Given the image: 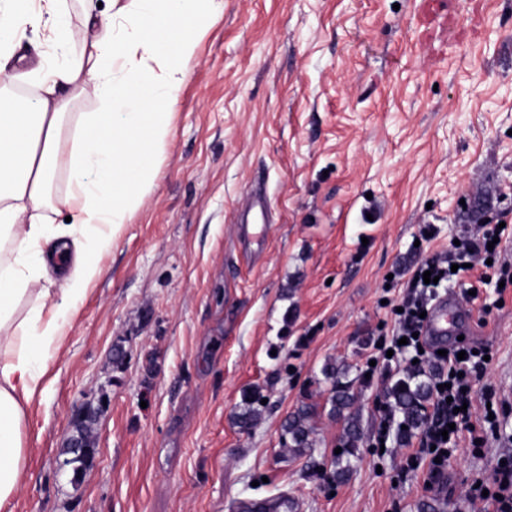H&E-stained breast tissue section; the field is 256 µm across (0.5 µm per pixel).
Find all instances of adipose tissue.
Wrapping results in <instances>:
<instances>
[{
    "label": "adipose tissue",
    "mask_w": 512,
    "mask_h": 512,
    "mask_svg": "<svg viewBox=\"0 0 512 512\" xmlns=\"http://www.w3.org/2000/svg\"><path fill=\"white\" fill-rule=\"evenodd\" d=\"M223 0H130L119 7L121 30L87 7L90 47L69 49L61 0H0V72L26 29L45 30L62 56L43 69L39 91L20 103L0 88V242L12 257L0 261V512H13L27 464L26 407L40 390L47 362L59 349L67 311L97 277L98 250L139 205L159 168L166 117L178 102L197 37ZM83 96L95 112L73 113ZM69 188L57 204L71 221L49 223L44 213L58 169ZM73 255L58 295L42 288L60 253ZM40 292L52 315L21 300Z\"/></svg>",
    "instance_id": "1"
}]
</instances>
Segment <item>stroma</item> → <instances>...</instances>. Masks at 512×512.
<instances>
[{"instance_id": "1", "label": "stroma", "mask_w": 512, "mask_h": 512, "mask_svg": "<svg viewBox=\"0 0 512 512\" xmlns=\"http://www.w3.org/2000/svg\"><path fill=\"white\" fill-rule=\"evenodd\" d=\"M417 0H224L170 116L158 175L64 316L27 407L15 512H467L502 444L463 436L437 482L375 442L391 376L373 366L415 268L477 225H512V0H450L458 28L422 31ZM26 31L6 77L35 92L52 57ZM262 247L239 230L253 192ZM479 297L467 302L469 289ZM461 312L445 345L478 351L486 396L512 431V281L449 282ZM125 353L113 359L115 350ZM348 366L362 439L344 480L330 460L326 363ZM259 392L248 431L234 415ZM315 407L313 457L284 453L281 424ZM98 408L97 453L76 474L77 409Z\"/></svg>"}]
</instances>
